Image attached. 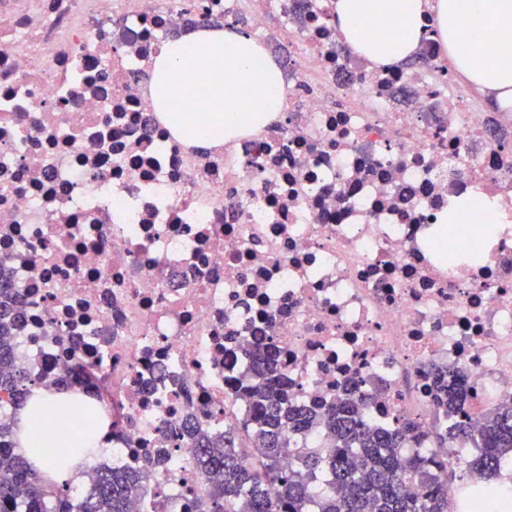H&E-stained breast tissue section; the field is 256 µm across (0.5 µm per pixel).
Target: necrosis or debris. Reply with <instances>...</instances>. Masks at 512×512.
Masks as SVG:
<instances>
[{"mask_svg": "<svg viewBox=\"0 0 512 512\" xmlns=\"http://www.w3.org/2000/svg\"><path fill=\"white\" fill-rule=\"evenodd\" d=\"M240 0H0V269L20 295L19 363L71 372L117 406L125 465L165 464L130 512H186L211 434L245 408L237 371L270 354L305 406L357 388L365 419L433 430L434 370L478 424L512 398V113L489 114L423 40L416 66L347 51L332 0H250L256 39L288 34L277 121L200 151L146 74L189 21ZM279 17L272 27L271 17ZM488 202L497 238L440 257L441 218Z\"/></svg>", "mask_w": 512, "mask_h": 512, "instance_id": "necrosis-or-debris-1", "label": "necrosis or debris"}]
</instances>
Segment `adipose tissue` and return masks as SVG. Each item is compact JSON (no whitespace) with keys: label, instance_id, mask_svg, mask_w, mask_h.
<instances>
[{"label":"adipose tissue","instance_id":"1","mask_svg":"<svg viewBox=\"0 0 512 512\" xmlns=\"http://www.w3.org/2000/svg\"><path fill=\"white\" fill-rule=\"evenodd\" d=\"M426 0H334L333 23L355 53L386 66L404 64L427 36L447 48L455 69L512 110V0H436L435 25L426 31ZM159 112L177 135L202 150L225 136L259 128L284 108L282 72L248 29L224 24L190 29L161 44L150 71ZM81 391L33 388L23 411L21 446L57 487H69L76 468L59 464L47 445L46 421L64 420L83 404Z\"/></svg>","mask_w":512,"mask_h":512}]
</instances>
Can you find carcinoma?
<instances>
[{"mask_svg": "<svg viewBox=\"0 0 512 512\" xmlns=\"http://www.w3.org/2000/svg\"><path fill=\"white\" fill-rule=\"evenodd\" d=\"M20 321L13 288L0 273V398L19 409L29 393L32 373L17 366L14 341ZM435 403L441 414L461 413L469 389L461 375L440 366ZM237 396L247 413L213 437L193 423L185 431L195 446V465L207 489L194 496V512H452L451 489L437 484L434 466L449 449L471 446L476 452L463 462L475 478L500 472L512 455V403H498L485 415L475 435L466 422L455 421L430 435L420 433L408 418L377 429L356 417L352 396H338L317 408L297 409L288 381L270 367L248 366ZM323 431L326 443L305 450L283 431ZM428 447L427 456H406L404 448ZM293 456L295 462L285 465ZM166 460L157 452L138 470L112 467L96 470L92 487L80 496L60 489L19 450L14 417L0 412V512H127L140 495L145 473ZM419 484L422 496L406 494Z\"/></svg>", "mask_w": 512, "mask_h": 512, "instance_id": "obj_1", "label": "carcinoma"}]
</instances>
